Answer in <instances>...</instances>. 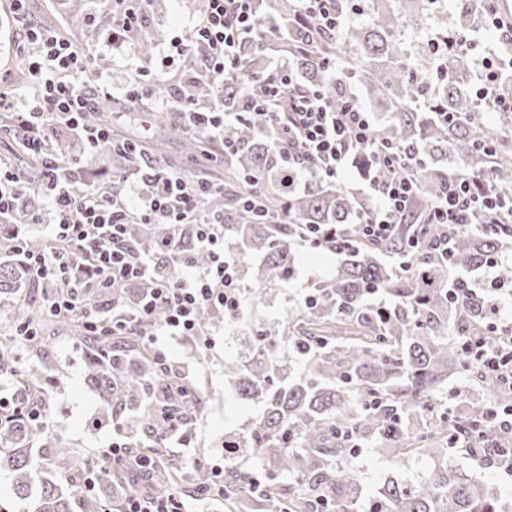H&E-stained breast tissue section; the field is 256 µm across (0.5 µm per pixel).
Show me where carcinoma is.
<instances>
[{"label": "carcinoma", "mask_w": 512, "mask_h": 512, "mask_svg": "<svg viewBox=\"0 0 512 512\" xmlns=\"http://www.w3.org/2000/svg\"><path fill=\"white\" fill-rule=\"evenodd\" d=\"M396 0H366L369 19L355 27L312 44L310 25L293 28L288 37L271 43L259 38L244 42L241 59L244 76L224 82V111L242 110L245 83L259 85L266 77L267 56L291 55L300 65V79L338 103L355 86L388 104V120L374 128L375 138L387 145L419 148L424 163L415 174L417 209L422 212L440 195L456 174L490 171L488 186L512 192V139L500 127H477L474 116L481 103L470 80L466 51L450 45V39L468 28L474 19L473 5L458 11L448 26L444 0H408L414 17L436 21L433 44L423 51L426 63L405 60L398 30L401 16ZM255 9L274 27L288 14L287 0H256ZM67 22L58 36L87 41L83 5L71 0L64 6ZM138 56L151 57L156 42L152 32L129 35ZM346 62L333 72L330 59ZM188 73L186 94L199 101L210 98L206 82L194 79L197 58L184 62ZM90 125L112 130V105L87 112ZM235 154L224 160L228 181L236 189L201 200L205 211L231 212L235 223L224 225V248L259 261L240 269L242 282L263 287L282 280L296 263L293 242L311 224H352L370 206L368 199L349 191L339 180L312 184L288 195L281 185L279 159L273 134L261 132L249 122L230 129ZM138 146L132 137L115 140L103 153L107 163L121 169L131 166L122 146ZM52 155L71 161V173L79 182L93 179L77 164L79 143L57 129ZM29 180L39 182L43 159L24 158ZM267 184L262 210L243 212L236 207L250 191L251 177ZM286 208L290 224H272L269 216ZM31 205L20 203L9 221L0 222V302L11 311L13 326L28 324L39 336L63 330L68 340L91 352L86 381L95 389L112 421L133 448H163L189 414L201 410L202 399L187 401L175 392L176 382L154 360L147 340L149 327L141 326L130 336L100 341L86 334L72 319L51 317L36 307L15 301L21 288H33L27 266L20 262L18 247L25 238L18 223L27 221ZM130 235L147 253L156 251L168 235L162 224H132ZM442 227L437 224H402L384 241L356 239L341 253L336 273L313 285L317 303L300 305L280 323L240 329L241 342L251 349L249 359L225 364L231 391L239 398L261 405L259 416L231 438L237 448H246L266 459L267 480L263 494L248 485L237 470L224 467V509L228 512H319L324 497L345 507L357 502V479L341 466L350 455L348 434L374 437L402 453L430 454L448 443V418L467 433L481 419L486 405L466 412L448 409V378L454 374L475 377V382L497 401L508 396L476 368L467 366L460 341L463 336L487 334L489 302L479 296L462 311L454 294L468 288L461 278L448 288L449 271L466 273L490 259L512 251V226L495 232L482 228L464 231L448 244V254L433 248ZM416 238L421 249L405 255L407 240ZM404 257L409 271L383 262V257ZM377 288L388 300L387 312L368 299L367 289ZM11 336H0V370L9 372L17 395L16 405L41 397L48 377L40 366L13 367ZM291 343L303 358L302 373L291 377L292 366L277 359L279 340ZM77 466L76 451L60 438H51L43 427L23 413L0 424V472L12 478L18 499L31 497L39 486L34 512H71L70 498L82 487L67 480ZM176 460H164L155 471L154 486L175 491L185 474ZM125 469L114 464L101 472L100 485L84 500V512H101L115 503L112 488H121ZM308 484V494L288 496L281 477ZM375 512H512L495 490L446 460L438 462L427 480L407 485L389 479L376 492Z\"/></svg>", "instance_id": "carcinoma-1"}]
</instances>
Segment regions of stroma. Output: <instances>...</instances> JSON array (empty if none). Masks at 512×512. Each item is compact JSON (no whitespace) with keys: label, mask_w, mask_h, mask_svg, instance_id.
I'll return each mask as SVG.
<instances>
[{"label":"stroma","mask_w":512,"mask_h":512,"mask_svg":"<svg viewBox=\"0 0 512 512\" xmlns=\"http://www.w3.org/2000/svg\"><path fill=\"white\" fill-rule=\"evenodd\" d=\"M203 0H150L146 14L147 30L162 31L157 53H164L173 38L189 37L196 20L201 16ZM83 48L93 54L97 70L106 82L113 99L123 98L129 84L130 68L136 57L129 44L108 48L101 40L92 39ZM180 134L169 135L162 151L171 165L192 173L223 178L224 166L219 162L220 149L209 145L205 155L189 158L182 147ZM299 268L303 274L300 287L291 288L276 282L266 289L246 292V305L240 318L221 322L211 346L199 340L183 337L172 341L171 352L176 361L184 363L200 384L204 408L192 421L188 431L171 440L167 456L190 461L206 459L225 463L224 437L254 420L260 413L257 403L244 401L230 392L224 382V363L228 360H247L250 349L241 343L239 329L248 324L259 325L280 321L287 317L299 301L301 291L332 272L339 258L329 252L301 248L297 251ZM15 356L18 365L44 364L50 366L61 381L47 394L49 418L53 423L51 436L61 437L79 451L80 460L94 458L103 446L112 441L114 429L102 422L103 402L88 385L85 358L71 342L57 339L41 349L18 347ZM450 464L463 468L486 484L493 486L503 500L512 501V474L505 472L481 453L462 448L447 451ZM434 461L418 454L396 456L376 445L362 448L350 462L351 470L364 487L365 495L355 508L367 512L378 488L387 478L406 482L425 480Z\"/></svg>","instance_id":"1"}]
</instances>
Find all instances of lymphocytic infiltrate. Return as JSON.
Listing matches in <instances>:
<instances>
[{"label":"lymphocytic infiltrate","instance_id":"obj_1","mask_svg":"<svg viewBox=\"0 0 512 512\" xmlns=\"http://www.w3.org/2000/svg\"><path fill=\"white\" fill-rule=\"evenodd\" d=\"M203 15L187 39L170 43L172 53L201 54L198 76L212 87L209 105L197 104L189 96L149 79V70L132 71L127 93L129 104L144 95H154L176 114L185 132L221 145L224 154L236 146L229 128L242 121L259 130L277 132L278 156L289 191L295 192L318 180H336L352 156L361 152L374 158L369 192L376 203L359 219L362 238L382 241L398 225L408 223L417 195L414 174L424 161L419 150L393 148L373 136L372 118L355 99L336 103L304 88L292 58L272 55L267 59L269 79L245 97L241 111L224 109V82L242 75L241 44L264 28L252 8V0H206ZM294 19L309 20L316 31L336 33L345 22L336 0H293L288 9ZM27 37L38 50L26 59L39 91L25 103L0 91V111H8L24 130L31 150L45 153L48 132L62 124L76 132L88 150H101L108 142L106 130L82 124L84 112L109 96L99 88L87 97L84 85L96 82L89 57L70 43L36 25H28ZM481 97H493L496 109L512 113V96L499 88L512 74V25L500 28L498 43L490 45L475 61ZM289 98L288 111H279L281 98ZM139 187L103 190L93 186L76 189L69 170L47 158L40 192L44 205L54 212L55 224L47 231L54 245L23 253L34 281L48 292L43 302L58 315L79 317L93 336H115L152 318L156 310L165 317L149 336L157 360L170 363L169 343L183 336H206L209 328L199 322L203 310L216 309L224 316L239 317L244 309V286L239 278L238 258L224 248V216L204 212L202 197L215 188L204 177H191L173 170L160 159L139 153ZM481 175L456 178L423 214L427 224L443 228L435 247L447 251L448 242L462 228L472 227L474 215L494 229L512 223V202L494 192H484ZM130 224H183L197 227L196 248L208 256L197 265L192 255L163 242L166 274H159L155 256L142 253L127 238ZM484 294L491 298L488 338L467 337L461 349L470 364L481 368L502 385L512 388V315L504 305L512 288L499 274V264L484 267ZM211 477L208 493L185 499L177 494L147 496L131 493L122 497L118 512H199L207 499L224 492V468L206 464Z\"/></svg>","mask_w":512,"mask_h":512}]
</instances>
